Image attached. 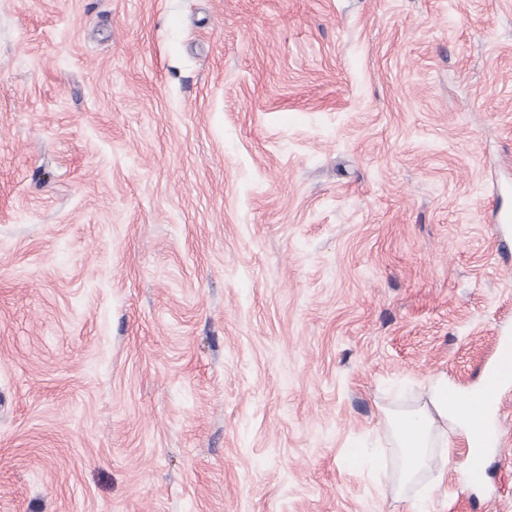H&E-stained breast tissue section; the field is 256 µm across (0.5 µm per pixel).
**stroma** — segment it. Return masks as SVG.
I'll return each mask as SVG.
<instances>
[{
  "instance_id": "obj_1",
  "label": "stroma",
  "mask_w": 512,
  "mask_h": 512,
  "mask_svg": "<svg viewBox=\"0 0 512 512\" xmlns=\"http://www.w3.org/2000/svg\"><path fill=\"white\" fill-rule=\"evenodd\" d=\"M498 209L512 0H0V512H512ZM479 418L480 415L463 409L460 402L448 398V382L442 377L433 379L415 406L389 410L386 425L402 457L399 487L418 483L433 468L436 463L433 448L438 447V441L448 432V423H461L473 434Z\"/></svg>"
}]
</instances>
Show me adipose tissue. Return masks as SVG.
Returning <instances> with one entry per match:
<instances>
[{
    "label": "adipose tissue",
    "mask_w": 512,
    "mask_h": 512,
    "mask_svg": "<svg viewBox=\"0 0 512 512\" xmlns=\"http://www.w3.org/2000/svg\"><path fill=\"white\" fill-rule=\"evenodd\" d=\"M478 416L448 397V383L436 378L413 407L389 410L386 425L402 457L398 482L406 488L418 483L436 463L435 449L450 425L475 431Z\"/></svg>",
    "instance_id": "ef3b65f1"
}]
</instances>
